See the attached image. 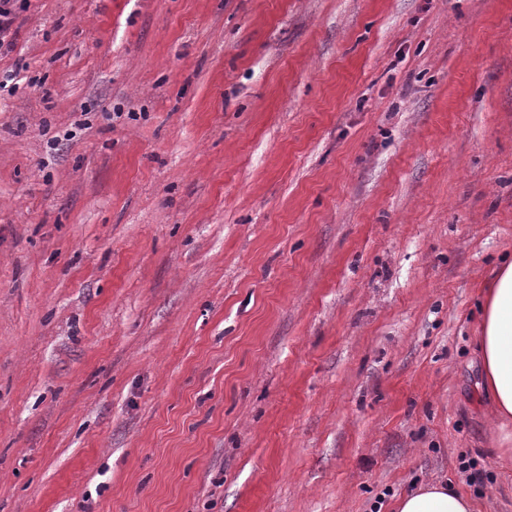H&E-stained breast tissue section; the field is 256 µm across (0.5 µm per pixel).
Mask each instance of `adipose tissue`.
I'll list each match as a JSON object with an SVG mask.
<instances>
[{
  "instance_id": "obj_1",
  "label": "adipose tissue",
  "mask_w": 512,
  "mask_h": 512,
  "mask_svg": "<svg viewBox=\"0 0 512 512\" xmlns=\"http://www.w3.org/2000/svg\"><path fill=\"white\" fill-rule=\"evenodd\" d=\"M476 362L495 425L494 453L512 461V261L500 263L482 290ZM396 512H476V502L448 484L426 481L398 500Z\"/></svg>"
}]
</instances>
